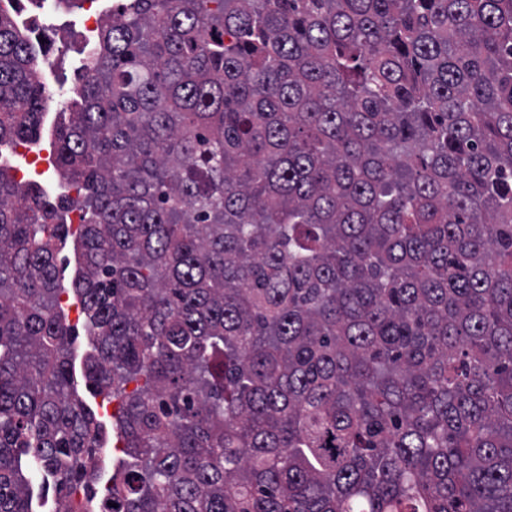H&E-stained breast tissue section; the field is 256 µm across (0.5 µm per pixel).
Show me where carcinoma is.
I'll return each instance as SVG.
<instances>
[{"instance_id": "obj_1", "label": "carcinoma", "mask_w": 512, "mask_h": 512, "mask_svg": "<svg viewBox=\"0 0 512 512\" xmlns=\"http://www.w3.org/2000/svg\"><path fill=\"white\" fill-rule=\"evenodd\" d=\"M76 86V197L0 153V512H512V0H117ZM62 308L65 311L67 317V323L73 328L76 335V349L80 352L85 349L88 345L87 336L84 334L83 320L77 304H74V300L67 302V296H62ZM76 375H77V388L79 395L85 399L89 404L93 406L102 405L103 403V409L99 408V412L102 415L103 411H108V415H112V412L116 409V402L108 403L107 399L103 400V396H95L92 392V390L89 388L88 383H86V379L82 375L81 371V361H80V355L77 358L76 362Z\"/></svg>"}]
</instances>
